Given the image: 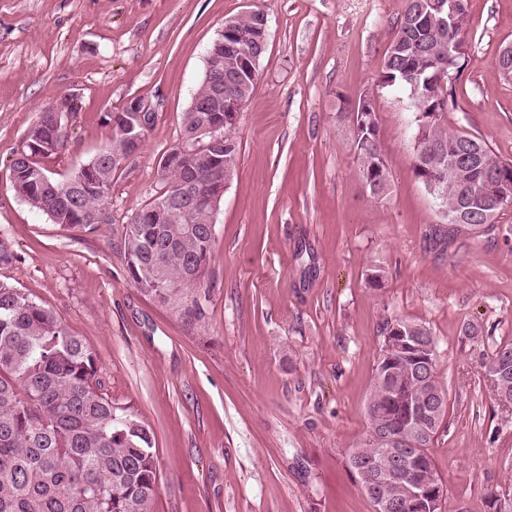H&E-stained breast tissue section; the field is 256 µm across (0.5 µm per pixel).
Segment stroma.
<instances>
[{"label": "stroma", "instance_id": "stroma-1", "mask_svg": "<svg viewBox=\"0 0 512 512\" xmlns=\"http://www.w3.org/2000/svg\"><path fill=\"white\" fill-rule=\"evenodd\" d=\"M406 0H0V236L16 261L0 281L53 307L92 348L115 405L149 425L160 469L154 512H374L345 467L368 435L366 406L387 325L430 329L448 392L431 448L447 490L441 512H488L512 493V403L483 352L512 338V206L489 235L449 229L416 178L412 107L377 91L391 190L357 174L355 130L340 101L376 84L388 27ZM470 62L448 129L512 161V0H467ZM268 18L259 79L233 131L236 170L215 216L209 293L183 318L137 290L119 248L132 212L162 186L158 162L209 51L231 16ZM156 118L112 183V221L67 231L11 188L9 165L40 112L58 109L70 143L44 167L63 179L110 139L107 113L129 100ZM381 268L383 279L368 275ZM482 327L480 342L465 324Z\"/></svg>", "mask_w": 512, "mask_h": 512}]
</instances>
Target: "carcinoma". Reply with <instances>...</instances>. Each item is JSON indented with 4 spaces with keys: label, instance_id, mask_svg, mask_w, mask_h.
<instances>
[{
    "label": "carcinoma",
    "instance_id": "1",
    "mask_svg": "<svg viewBox=\"0 0 512 512\" xmlns=\"http://www.w3.org/2000/svg\"><path fill=\"white\" fill-rule=\"evenodd\" d=\"M260 25L253 14L235 22L238 42L251 55V70L237 68L227 55L221 62L225 72L235 74L234 93L243 104L256 88L266 52ZM389 34L376 87L402 90L411 101L415 129L423 132L414 137L415 176L445 216L467 195L493 200L490 209L474 211L463 222L482 233L493 231L499 210L512 205V162L499 159L484 139L444 126L464 64L455 67L453 78L432 89L428 83L436 77L435 64L448 61V28L429 0H407ZM497 68L512 78L511 43L500 47ZM209 79L207 68L184 113V135L204 116L197 101L207 96ZM339 114L355 127L361 181L371 196L387 195L391 175L378 128L369 125L368 113L352 112L346 104ZM107 123L112 125L110 142L77 172L56 179L42 160L67 147L68 132L60 113H40L10 164L14 193L65 230H94L107 223L113 175L120 163L112 159V145L122 139V128L112 124L110 113ZM226 137L228 147L218 155L208 149L184 154L178 167L163 172V188L177 192L189 182L203 186L221 156L236 167L238 145L232 131ZM466 149L478 154L482 165L496 169L497 179L485 180L478 167L448 178V167ZM161 199L159 195L132 213L124 227V259L130 283L169 305L200 283L211 254L212 215L173 212L158 221L148 210ZM395 326L411 344L397 345L392 327L386 328L366 409L369 434L349 451L346 468L376 509L384 497L400 503V512H441L444 483L430 449L448 416V394L437 376L436 343L422 324L399 320ZM481 365L495 380L499 399L512 402V340L484 353ZM97 373L86 339L70 334L54 309L0 282V512H153L159 492L153 433L129 408L112 404ZM420 400H436L438 406L421 423L407 422V402ZM387 424L396 428L398 437L391 449L374 437ZM401 452L409 454L414 478L430 485V495L416 499L405 484L393 482L371 490L373 471L361 466L371 461L380 468Z\"/></svg>",
    "mask_w": 512,
    "mask_h": 512
}]
</instances>
